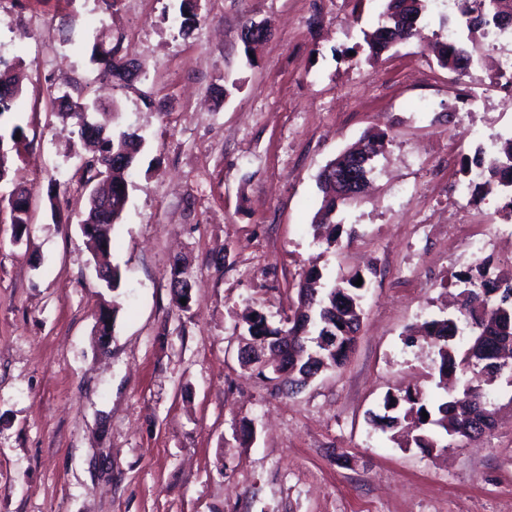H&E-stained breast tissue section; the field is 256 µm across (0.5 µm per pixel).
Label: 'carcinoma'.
<instances>
[{"instance_id":"cac0c4a2","label":"carcinoma","mask_w":512,"mask_h":512,"mask_svg":"<svg viewBox=\"0 0 512 512\" xmlns=\"http://www.w3.org/2000/svg\"><path fill=\"white\" fill-rule=\"evenodd\" d=\"M411 2L413 21L421 23L428 0H385L383 11L374 28L364 32V42L369 56L377 58L396 45L406 43L418 35L413 26H406L400 7ZM457 13L456 36L442 43L439 65L455 75L456 79L473 77L476 58L481 49L477 34L488 28L507 29L501 18H512V0H454ZM92 62L97 65L99 76L112 81L124 80L128 65L136 64V71L143 73L137 59L123 53L121 42L103 48L93 45ZM0 86L10 89L9 98H0V116L10 111L21 96L22 89L13 67L0 59ZM52 111L63 120L72 121L81 142L93 141L96 153L84 165L85 184L91 186L85 202L87 220L93 222L97 233L88 236L94 243L92 253L95 265L107 269L110 278L104 279L106 288L115 291L121 284L119 266L110 263L112 225L120 223L127 204L123 190L128 188L125 175L137 160L144 146V138L135 132L106 133L107 125L95 120L91 105L61 95L50 99ZM383 137L365 135L357 146L349 148L331 160L326 167L341 163L346 156L357 155L371 166L367 157L370 144L382 142ZM498 154L491 166L483 167L482 148H477L474 164L483 168L479 180L469 178L471 167L464 165L461 173L468 177L467 186L472 195H482L497 189L509 197L512 210V136L498 138ZM318 188L322 193L320 208L314 226L333 223L339 204L336 184L318 176ZM22 198L4 199L3 206L9 209L11 223L18 231L28 224L29 193L21 189ZM358 276L340 277L332 281L324 278L316 268L309 270L297 292V304L288 318L291 327L288 335L294 336L303 326L315 342L308 349H299L297 355H288V367L294 373L279 382L288 389L305 382V378L326 371H337L348 361L353 351L356 336L363 317L362 287L354 285ZM464 285L458 314L445 319L424 322L418 330L423 341L435 353L438 370V387L448 390L447 380L452 375L460 376L462 389L449 393L433 404L419 388L402 395H387L383 402L384 414L371 416L373 422L391 432V438L400 446L415 445L422 453L447 448L433 428H439L455 440L461 436L479 435L492 428L494 404L487 400L483 384L495 376L502 366L503 353L512 358V275L487 274L484 265L470 268L457 277ZM246 332L250 336H267L268 343L280 335L281 328L269 324L267 316L260 310L252 311L244 318ZM428 413L423 418L422 413Z\"/></svg>"}]
</instances>
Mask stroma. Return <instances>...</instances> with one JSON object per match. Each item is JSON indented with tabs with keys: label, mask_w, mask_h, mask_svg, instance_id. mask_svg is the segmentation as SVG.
Listing matches in <instances>:
<instances>
[{
	"label": "stroma",
	"mask_w": 512,
	"mask_h": 512,
	"mask_svg": "<svg viewBox=\"0 0 512 512\" xmlns=\"http://www.w3.org/2000/svg\"><path fill=\"white\" fill-rule=\"evenodd\" d=\"M19 0L0 9V59L22 74L9 177L30 192L28 232L0 209V512H512V385L485 391L491 432L440 455L369 422L386 394L439 388L410 328L446 316L456 274L512 271L494 192L456 195L479 135L512 133V95L474 103L436 62L447 0L425 38L368 62L381 0ZM268 36L245 47V21ZM146 66L99 81L94 43ZM116 105L145 138L128 177L102 288L79 222L86 156L51 96ZM384 134L371 185L340 206L335 247L314 237L317 177L365 132ZM62 205L52 212L49 196ZM361 274L363 322L346 366L293 394L243 368L241 317L284 326L305 272ZM191 293L172 290L175 269ZM116 306L99 347L100 310Z\"/></svg>",
	"instance_id": "1"
}]
</instances>
